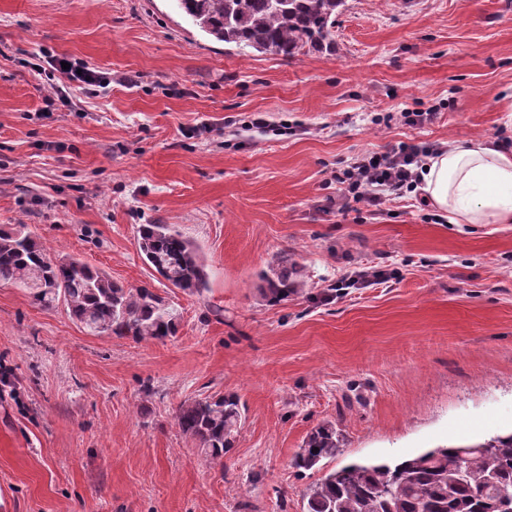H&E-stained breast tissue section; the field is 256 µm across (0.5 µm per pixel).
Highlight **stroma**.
Instances as JSON below:
<instances>
[{
	"mask_svg": "<svg viewBox=\"0 0 512 512\" xmlns=\"http://www.w3.org/2000/svg\"><path fill=\"white\" fill-rule=\"evenodd\" d=\"M333 37L285 58L213 40L173 0H0V226L181 314L163 344L98 336L0 283L6 512H303L348 463L512 431V224L448 223L417 191L378 216L334 205L358 153L512 139V0H345ZM52 55L112 82L46 104L32 66ZM435 105L424 128L400 118ZM154 223L199 247L204 297L144 264ZM283 251L309 286L269 306L257 274ZM364 266L391 277L319 300ZM218 394L246 407L220 466L174 421ZM326 420L343 451L293 468Z\"/></svg>",
	"mask_w": 512,
	"mask_h": 512,
	"instance_id": "1",
	"label": "stroma"
}]
</instances>
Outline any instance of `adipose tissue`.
<instances>
[{"label": "adipose tissue", "instance_id": "1", "mask_svg": "<svg viewBox=\"0 0 512 512\" xmlns=\"http://www.w3.org/2000/svg\"><path fill=\"white\" fill-rule=\"evenodd\" d=\"M419 190L452 224L512 223V150L484 138L443 146L428 158Z\"/></svg>", "mask_w": 512, "mask_h": 512}]
</instances>
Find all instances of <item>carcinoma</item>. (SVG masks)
Here are the masks:
<instances>
[{"instance_id": "cac0c4a2", "label": "carcinoma", "mask_w": 512, "mask_h": 512, "mask_svg": "<svg viewBox=\"0 0 512 512\" xmlns=\"http://www.w3.org/2000/svg\"><path fill=\"white\" fill-rule=\"evenodd\" d=\"M191 24L219 42L262 54L293 57L304 49H333V28L344 0H175ZM144 262L189 296L209 289L207 265L196 244L174 224H141ZM260 299L276 305L307 288L302 266L287 252L261 270ZM0 283L27 289L33 303L63 302L72 320L94 335L165 342L176 336L180 312L147 286L127 288L104 271L71 257L53 258L28 230L0 229ZM245 420L235 394L180 404L175 425L206 458L224 465ZM344 431L324 421L306 436L293 460L310 470L342 451ZM318 451H313V448ZM305 512H512V432L482 442L434 448L387 463L346 465L306 493Z\"/></svg>"}]
</instances>
